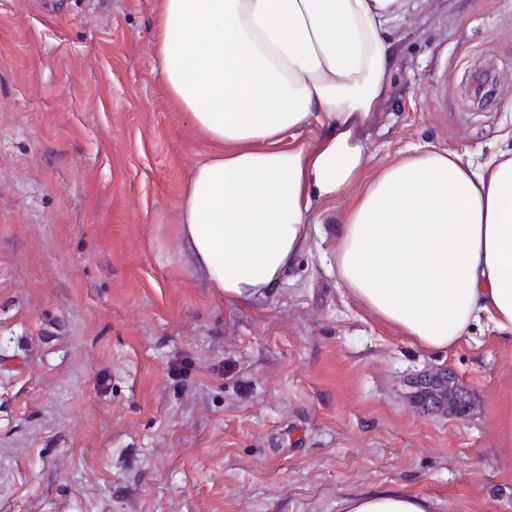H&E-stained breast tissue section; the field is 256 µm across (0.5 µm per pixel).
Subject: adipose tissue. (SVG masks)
Instances as JSON below:
<instances>
[{
	"label": "adipose tissue",
	"instance_id": "1",
	"mask_svg": "<svg viewBox=\"0 0 512 512\" xmlns=\"http://www.w3.org/2000/svg\"><path fill=\"white\" fill-rule=\"evenodd\" d=\"M409 0H160L167 89L211 149L183 188L195 272L246 302L278 287L308 241L314 201L352 200L336 274L420 345L447 349L486 322L512 343V157L434 149L367 171L360 131L388 91L390 26ZM313 144L283 148L311 124ZM344 512H428L399 492Z\"/></svg>",
	"mask_w": 512,
	"mask_h": 512
}]
</instances>
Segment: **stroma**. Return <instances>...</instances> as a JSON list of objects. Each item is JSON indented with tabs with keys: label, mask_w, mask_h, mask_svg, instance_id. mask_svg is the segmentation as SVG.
<instances>
[{
	"label": "stroma",
	"mask_w": 512,
	"mask_h": 512,
	"mask_svg": "<svg viewBox=\"0 0 512 512\" xmlns=\"http://www.w3.org/2000/svg\"><path fill=\"white\" fill-rule=\"evenodd\" d=\"M53 2L0 0V512H512V344L424 349L345 288V197L278 288L224 297L182 252L210 145L165 90L159 0ZM390 36L369 170L512 150V0H410ZM426 373L463 406L426 408ZM344 512H428L425 500L399 491L375 492L351 498Z\"/></svg>",
	"instance_id": "1"
}]
</instances>
